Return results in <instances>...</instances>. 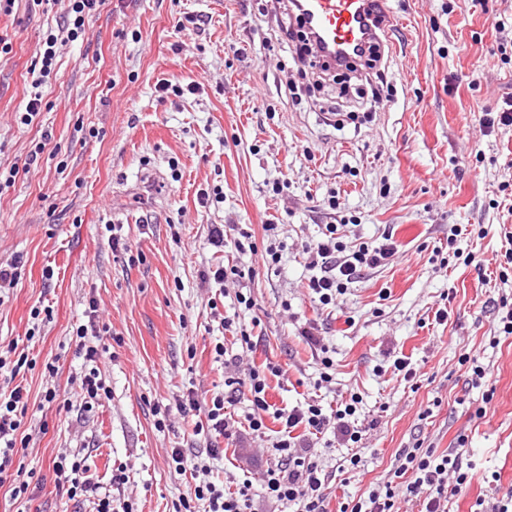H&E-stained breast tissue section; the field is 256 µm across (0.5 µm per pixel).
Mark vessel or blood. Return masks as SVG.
I'll use <instances>...</instances> for the list:
<instances>
[{
	"label": "vessel or blood",
	"mask_w": 512,
	"mask_h": 512,
	"mask_svg": "<svg viewBox=\"0 0 512 512\" xmlns=\"http://www.w3.org/2000/svg\"><path fill=\"white\" fill-rule=\"evenodd\" d=\"M302 14L318 34V47L329 57L346 60L393 22L388 0H299Z\"/></svg>",
	"instance_id": "vessel-or-blood-1"
}]
</instances>
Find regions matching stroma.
I'll return each instance as SVG.
<instances>
[{
  "label": "stroma",
  "mask_w": 512,
  "mask_h": 512,
  "mask_svg": "<svg viewBox=\"0 0 512 512\" xmlns=\"http://www.w3.org/2000/svg\"><path fill=\"white\" fill-rule=\"evenodd\" d=\"M396 18L382 64L390 101L357 99V76L313 86L274 33L289 14L265 0H107L79 38L59 52L45 89L49 106L25 126L18 112L32 82L44 33L56 27L68 0L32 8L15 0L0 11V171L23 164L36 144L40 160L0 192V259L22 256L18 284L0 293V350L16 344L37 360L20 383L29 393L22 459L40 487L36 512H71L55 486L53 462L86 451L95 482L136 512H172L191 477L168 464L172 449L209 460L213 476L254 478L265 469L251 435L206 443L193 434L195 416L174 407L188 390L199 399L224 390V363L214 345L232 336L214 321L202 287L205 267L251 266L250 254L219 251L214 224H235L262 238L278 224L285 243L278 270H258L250 283L259 338L249 361L274 363L268 400L290 408L310 397L317 350L303 336L316 327L335 348L336 383L319 393L323 407L359 394L362 440L352 450L326 434L316 451L333 478L330 512L388 480L399 449L422 441L438 450L465 437L473 463L454 512L512 486V335L499 331L497 301L512 297V277L496 274L502 243L480 236L486 225L512 231V126L485 131L482 112L512 96V0H390ZM194 16L199 27L178 30ZM199 84L193 94L161 95L159 81ZM65 171H58V163ZM161 173V197L146 183ZM284 189L274 193L272 185ZM221 202L202 205L200 190ZM337 209H330L329 198ZM324 224H342L350 242L391 234L397 254L363 271L336 307L323 310L306 288L303 248ZM467 232L456 246L481 267L433 261L453 226ZM119 227L128 251L113 250ZM141 254L138 263L130 253ZM53 267L54 277L42 276ZM50 305L35 341L33 306ZM446 321L434 318L437 309ZM97 313V344L110 390L85 411L73 330ZM479 356L494 390L472 387L462 359ZM417 371L404 381L393 361ZM57 360L51 382L67 407L44 401L42 365ZM487 386V387H488ZM171 408L158 426L155 407ZM484 416H477V409ZM358 454L357 468L346 466ZM124 485H111L117 468Z\"/></svg>",
  "instance_id": "35a3bbf8"
}]
</instances>
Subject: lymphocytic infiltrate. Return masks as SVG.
I'll return each instance as SVG.
<instances>
[{"mask_svg": "<svg viewBox=\"0 0 512 512\" xmlns=\"http://www.w3.org/2000/svg\"><path fill=\"white\" fill-rule=\"evenodd\" d=\"M69 6L62 24L48 30L35 61V79L19 120L30 125L42 112L45 102L43 85L50 80L57 60V47L66 41L78 39L86 23L100 14L106 0H68ZM210 242L217 247H231L236 251L257 256L263 268L273 269L282 260L283 243L277 225L263 227L262 242H255L251 233L233 229L229 224L212 225ZM397 246L391 236H383L378 243L362 242L347 245L338 236V227L325 225L319 239L306 249V265L311 272L307 288L313 302L323 308L335 306L344 296L350 284L361 271L387 265L396 253ZM246 273L235 265L207 268L201 271L202 285L219 286L221 295H233L237 304L236 314L224 316L222 324L239 346L238 354H229L223 344H215L216 358L224 362L225 393L200 403L194 393H187L177 404L180 414L195 413V435L210 439L237 436L241 430H249L257 439H269L266 448L268 459L259 483L251 480L227 484L209 479L195 481L186 497L175 503L173 512H195L196 502H204L206 512H255L254 491L262 489L266 500L282 507L284 512H328L325 494L329 475L317 459L311 442L326 433H333L344 443H359L362 433L349 423L357 412L358 396L337 403L335 409L325 410L316 401L285 410L273 407L268 401L269 376H283L280 366L266 364L241 372L240 363L245 353L256 346L251 328L242 323L239 310L253 309L255 302L250 288L245 284ZM77 353L89 366L81 379V389L88 403H95L108 395L109 389L99 365L106 351L89 344L88 328H76ZM248 391L249 412L238 417L227 406L233 393L239 388ZM28 408V393L22 385L0 386V484L11 487L14 500L26 504L33 500L32 474L23 461L18 460L17 440L24 425ZM274 418L280 428L269 434L267 418ZM307 432L309 443H301L297 429ZM398 464L386 482L341 503L338 512H400L402 504L419 501L420 512H452V500L469 480L472 465L464 451L452 448L437 452L435 448L415 443L400 449ZM57 488L68 500L94 499L95 512H134L132 503H114L111 495H99L84 461L67 454L59 455L53 463Z\"/></svg>", "mask_w": 512, "mask_h": 512, "instance_id": "lymphocytic-infiltrate-1", "label": "lymphocytic infiltrate"}]
</instances>
